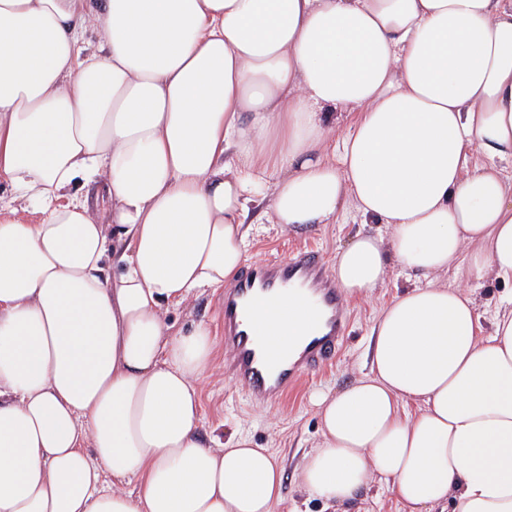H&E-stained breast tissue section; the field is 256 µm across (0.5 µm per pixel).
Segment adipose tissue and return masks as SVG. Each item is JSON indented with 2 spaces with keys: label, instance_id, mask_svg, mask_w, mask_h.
Segmentation results:
<instances>
[{
  "label": "adipose tissue",
  "instance_id": "adipose-tissue-1",
  "mask_svg": "<svg viewBox=\"0 0 512 512\" xmlns=\"http://www.w3.org/2000/svg\"><path fill=\"white\" fill-rule=\"evenodd\" d=\"M505 162L512 0H0V512H275L273 451L201 432L209 328L163 315L234 282L260 200L387 226L344 295L415 280L318 396L302 491L512 512V296L486 329L441 281L512 282Z\"/></svg>",
  "mask_w": 512,
  "mask_h": 512
}]
</instances>
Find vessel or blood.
<instances>
[{
    "label": "vessel or blood",
    "mask_w": 512,
    "mask_h": 512,
    "mask_svg": "<svg viewBox=\"0 0 512 512\" xmlns=\"http://www.w3.org/2000/svg\"><path fill=\"white\" fill-rule=\"evenodd\" d=\"M290 300L301 303L310 324L298 347L271 339L268 326L257 318L260 311H278ZM220 314L228 371L251 400L261 402L281 400L302 375L331 363L348 327L325 258L309 248L244 266L225 289Z\"/></svg>",
    "instance_id": "b4317fda"
}]
</instances>
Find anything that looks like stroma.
Returning a JSON list of instances; mask_svg holds the SVG:
<instances>
[{
  "label": "stroma",
  "instance_id": "stroma-1",
  "mask_svg": "<svg viewBox=\"0 0 512 512\" xmlns=\"http://www.w3.org/2000/svg\"><path fill=\"white\" fill-rule=\"evenodd\" d=\"M261 209H253L247 239L248 260L270 255L288 256L299 246L319 250L326 261H333L340 247L346 246L362 230L376 232V225L362 226L354 212H347L338 223L313 224L297 230H286L278 224L261 222ZM406 278L392 271L385 284L368 297L347 300L348 336L332 366L305 375L283 401L259 406L224 371V335L219 315L222 289L200 291L190 305L170 308L168 321L173 332H186L194 324L206 323L214 343V363L218 378L202 389V432L217 431L227 436L241 431L249 434L255 445L270 448L285 467V492L275 512H319L317 502L306 501L299 487V469L305 455L320 439L319 417L312 397L320 391L336 390L368 371L367 348L371 327L384 303L401 292Z\"/></svg>",
  "mask_w": 512,
  "mask_h": 512
}]
</instances>
